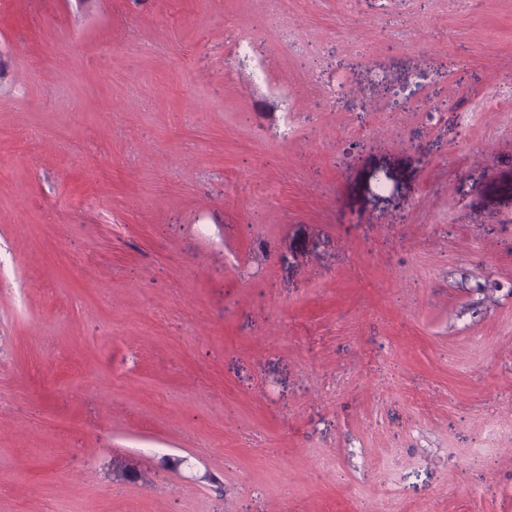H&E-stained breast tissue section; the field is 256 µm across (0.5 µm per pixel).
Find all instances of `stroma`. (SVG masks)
I'll return each instance as SVG.
<instances>
[{"label":"stroma","mask_w":512,"mask_h":512,"mask_svg":"<svg viewBox=\"0 0 512 512\" xmlns=\"http://www.w3.org/2000/svg\"><path fill=\"white\" fill-rule=\"evenodd\" d=\"M512 0H0V512H512Z\"/></svg>","instance_id":"stroma-1"}]
</instances>
